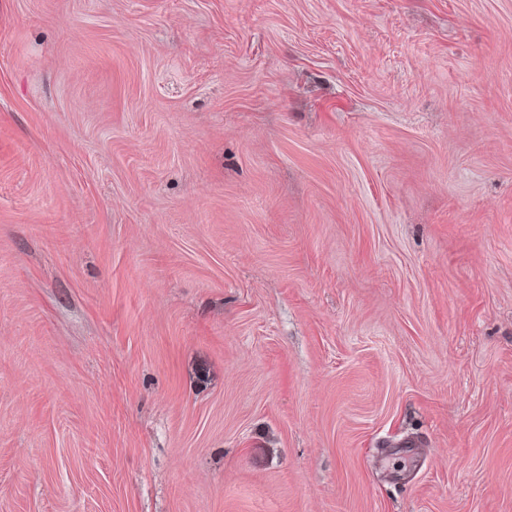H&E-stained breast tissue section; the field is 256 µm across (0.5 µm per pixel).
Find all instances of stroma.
Here are the masks:
<instances>
[{
	"label": "stroma",
	"instance_id": "35a3bbf8",
	"mask_svg": "<svg viewBox=\"0 0 512 512\" xmlns=\"http://www.w3.org/2000/svg\"><path fill=\"white\" fill-rule=\"evenodd\" d=\"M0 512H512V0H0Z\"/></svg>",
	"mask_w": 512,
	"mask_h": 512
}]
</instances>
